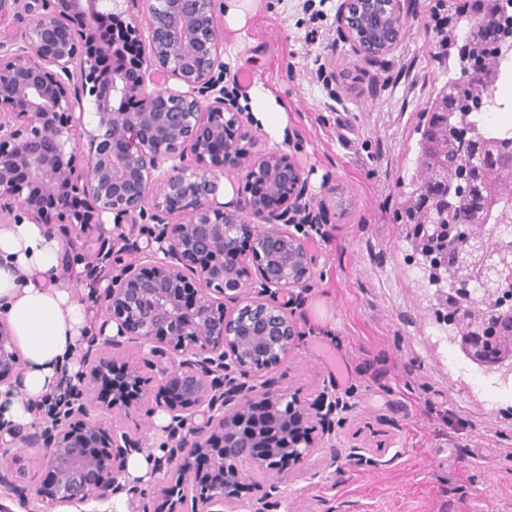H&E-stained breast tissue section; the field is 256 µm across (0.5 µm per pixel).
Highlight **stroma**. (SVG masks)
<instances>
[{"instance_id":"stroma-1","label":"stroma","mask_w":512,"mask_h":512,"mask_svg":"<svg viewBox=\"0 0 512 512\" xmlns=\"http://www.w3.org/2000/svg\"><path fill=\"white\" fill-rule=\"evenodd\" d=\"M302 2L261 0L244 29L218 28L225 69L250 72L248 93L270 91L284 108L280 136L260 125L256 136L304 166L316 219L306 231L312 275L287 305L301 339L269 376L303 403L325 391L349 404L332 445L311 459L316 467L338 455L335 471L295 481L277 512H512V397L479 382L480 367L449 343L394 220L416 167L414 127L448 79L436 57L433 0H406L402 38L375 63L351 51L338 0H328L327 34L292 71ZM156 229L148 217L105 224L63 248L60 280L91 318ZM166 422L142 408L120 420L147 437L155 459L167 454ZM356 443L369 446L371 463L348 461Z\"/></svg>"}]
</instances>
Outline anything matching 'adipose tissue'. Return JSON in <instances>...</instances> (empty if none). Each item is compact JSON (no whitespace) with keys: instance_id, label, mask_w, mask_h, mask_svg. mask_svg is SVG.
Instances as JSON below:
<instances>
[{"instance_id":"ef3b65f1","label":"adipose tissue","mask_w":512,"mask_h":512,"mask_svg":"<svg viewBox=\"0 0 512 512\" xmlns=\"http://www.w3.org/2000/svg\"><path fill=\"white\" fill-rule=\"evenodd\" d=\"M62 244L28 222L0 224V315L24 357L22 385L0 387V423L31 422L33 403L56 397L61 380L78 370L77 346L88 311L58 286Z\"/></svg>"}]
</instances>
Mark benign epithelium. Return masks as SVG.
I'll return each instance as SVG.
<instances>
[{
  "label": "benign epithelium",
  "mask_w": 512,
  "mask_h": 512,
  "mask_svg": "<svg viewBox=\"0 0 512 512\" xmlns=\"http://www.w3.org/2000/svg\"><path fill=\"white\" fill-rule=\"evenodd\" d=\"M41 0L43 13L18 44L6 20L21 0H0V215L42 226L69 244L79 226L132 224L147 212L159 233L104 289L107 317L88 340L67 410L46 426H17L11 440L41 448L35 494L42 512L142 495L127 463L147 439L96 413L120 418L140 407L147 382L123 354L173 352L161 371L149 412L169 417V451L155 463L156 512H276L288 486L314 454L313 433L335 431L336 401L323 394L306 407L293 394L257 383L297 348L300 331L278 295L306 285L312 254L295 216L307 209L303 166L274 149H242L256 141L251 120L225 106L215 0H146V29L122 20L121 2ZM340 0L336 22L354 53L380 52L352 34L353 6ZM96 125L84 122L85 103ZM195 164H185L186 154ZM245 174L248 189L224 204V176ZM264 225L258 229V225ZM457 280L440 303L478 324L466 305L468 285L486 288L512 271V251L477 240L455 260ZM259 290L253 294L248 280ZM495 354L476 328L451 343L490 373L512 374V317L498 321ZM20 354L0 319V386L19 380ZM234 370L241 379L224 372ZM266 435L259 439L256 428ZM288 442L295 452L282 456ZM262 475L246 499L243 467ZM0 485L20 503L25 488L8 470Z\"/></svg>",
  "instance_id": "7a95c632"
}]
</instances>
